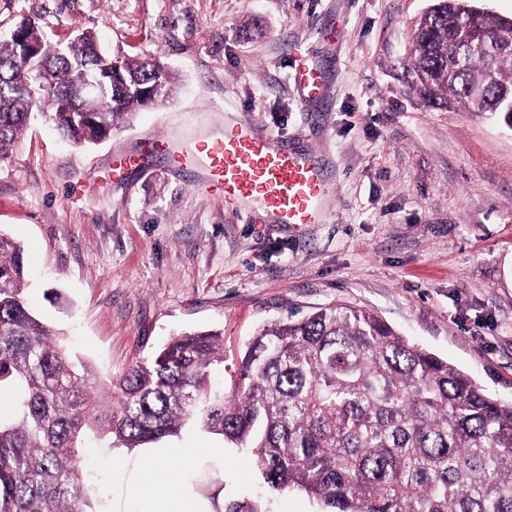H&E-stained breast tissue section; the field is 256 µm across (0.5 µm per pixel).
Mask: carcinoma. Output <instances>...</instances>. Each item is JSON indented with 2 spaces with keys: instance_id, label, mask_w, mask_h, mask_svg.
Here are the masks:
<instances>
[{
  "instance_id": "obj_1",
  "label": "carcinoma",
  "mask_w": 512,
  "mask_h": 512,
  "mask_svg": "<svg viewBox=\"0 0 512 512\" xmlns=\"http://www.w3.org/2000/svg\"><path fill=\"white\" fill-rule=\"evenodd\" d=\"M417 22L403 84L426 107L499 114L512 106V43L491 52L469 29L471 0H435ZM0 35V159L34 113L76 144H93L171 90L152 56L46 41L38 23ZM46 49L41 71L24 44ZM103 93L64 111L69 90ZM24 247L0 231V512H97L81 448H140L188 426L247 451L268 486L297 490L330 512H512V402L398 334L378 316L336 303L254 336L230 374L217 331L185 332L91 394L94 374L27 300Z\"/></svg>"
}]
</instances>
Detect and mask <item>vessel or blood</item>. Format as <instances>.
Instances as JSON below:
<instances>
[{
    "label": "vessel or blood",
    "instance_id": "vessel-or-blood-1",
    "mask_svg": "<svg viewBox=\"0 0 512 512\" xmlns=\"http://www.w3.org/2000/svg\"><path fill=\"white\" fill-rule=\"evenodd\" d=\"M294 77L307 101L326 96L322 69L306 53H298ZM163 153L179 167L202 171L208 191L226 205L239 206L253 223L321 224L330 189L319 159L302 154L246 121L225 122L222 129L181 145L159 138L112 156V182L121 184L126 172L143 166L148 155Z\"/></svg>",
    "mask_w": 512,
    "mask_h": 512
}]
</instances>
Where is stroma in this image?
<instances>
[{"label": "stroma", "instance_id": "35a3bbf8", "mask_svg": "<svg viewBox=\"0 0 512 512\" xmlns=\"http://www.w3.org/2000/svg\"><path fill=\"white\" fill-rule=\"evenodd\" d=\"M430 0H0V33L24 18L67 43L150 54L173 94L92 147L33 120L0 161V230L25 249L34 311L89 363L94 390L174 335L220 330L224 363L256 331L345 303L374 313L512 402V129L460 107L428 109L399 75ZM336 28V40L322 38ZM328 98L303 105L296 49ZM313 152L331 186L322 224H247L197 173L154 155L112 183L113 153L186 141L225 116ZM172 471L201 512H325L264 483L250 457L192 428L145 448L83 450L98 512H144Z\"/></svg>", "mask_w": 512, "mask_h": 512}]
</instances>
